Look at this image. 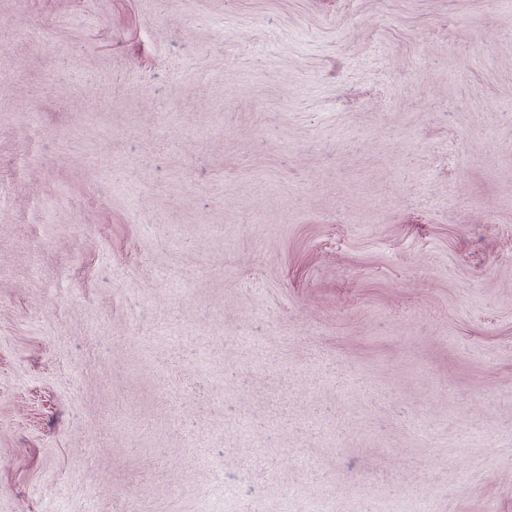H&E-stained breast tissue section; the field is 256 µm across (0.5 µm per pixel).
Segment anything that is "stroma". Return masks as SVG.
Masks as SVG:
<instances>
[{
	"mask_svg": "<svg viewBox=\"0 0 512 512\" xmlns=\"http://www.w3.org/2000/svg\"><path fill=\"white\" fill-rule=\"evenodd\" d=\"M316 503L512 512V0H0V512Z\"/></svg>",
	"mask_w": 512,
	"mask_h": 512,
	"instance_id": "35a3bbf8",
	"label": "stroma"
}]
</instances>
